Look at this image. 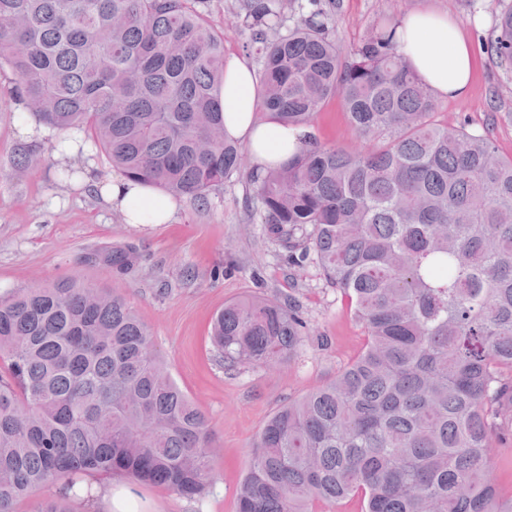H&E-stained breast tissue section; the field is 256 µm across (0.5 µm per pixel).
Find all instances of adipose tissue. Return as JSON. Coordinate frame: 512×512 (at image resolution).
Masks as SVG:
<instances>
[{"label": "adipose tissue", "instance_id": "adipose-tissue-1", "mask_svg": "<svg viewBox=\"0 0 512 512\" xmlns=\"http://www.w3.org/2000/svg\"><path fill=\"white\" fill-rule=\"evenodd\" d=\"M396 37L405 60L435 96L447 100L468 94L477 61L469 40L453 19L432 12H412L397 22ZM220 100L225 135L245 144L258 166L276 167L294 157L305 131L258 120L259 90L250 60H226ZM84 179L98 183L93 164L85 165ZM98 185L102 198L124 223L168 224L176 214L172 196L150 184L117 175ZM75 491L77 503L88 505L93 512H134L140 500L136 485L90 475L83 476Z\"/></svg>", "mask_w": 512, "mask_h": 512}]
</instances>
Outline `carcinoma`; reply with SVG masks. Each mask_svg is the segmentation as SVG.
Here are the masks:
<instances>
[{"mask_svg": "<svg viewBox=\"0 0 512 512\" xmlns=\"http://www.w3.org/2000/svg\"><path fill=\"white\" fill-rule=\"evenodd\" d=\"M206 0H0V68L44 126L85 129L124 177L203 206L243 168L223 134L224 40ZM240 0L262 60L258 116L307 128L341 96L349 153L306 135L287 164L248 171L267 235L296 264L315 256L366 330L329 383L265 422L236 512H512L492 478L512 438V156L486 133L436 124L431 89L392 24L342 51L319 0ZM490 53L512 65V0ZM134 243L93 250L123 279ZM74 280L0 297V512H71L81 474L200 494L216 452L149 327L119 295ZM307 333L296 303L224 305L211 345L227 366L274 367Z\"/></svg>", "mask_w": 512, "mask_h": 512, "instance_id": "1", "label": "carcinoma"}]
</instances>
